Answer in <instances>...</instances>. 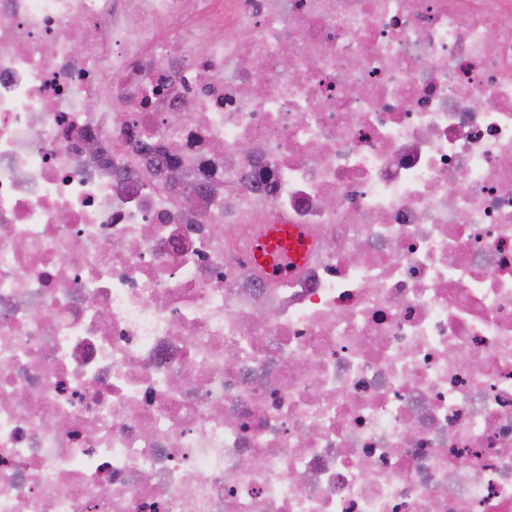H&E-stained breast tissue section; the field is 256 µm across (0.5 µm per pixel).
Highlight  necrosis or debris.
Returning a JSON list of instances; mask_svg holds the SVG:
<instances>
[{"mask_svg": "<svg viewBox=\"0 0 512 512\" xmlns=\"http://www.w3.org/2000/svg\"><path fill=\"white\" fill-rule=\"evenodd\" d=\"M0 512H512V0H0ZM310 245L309 237L298 226L267 224L254 239L253 258L264 263L271 272L280 271L304 261Z\"/></svg>", "mask_w": 512, "mask_h": 512, "instance_id": "1", "label": "necrosis or debris"}]
</instances>
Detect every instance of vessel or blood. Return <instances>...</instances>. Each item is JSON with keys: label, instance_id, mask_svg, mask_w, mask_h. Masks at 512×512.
<instances>
[{"label": "vessel or blood", "instance_id": "obj_1", "mask_svg": "<svg viewBox=\"0 0 512 512\" xmlns=\"http://www.w3.org/2000/svg\"><path fill=\"white\" fill-rule=\"evenodd\" d=\"M310 251L304 230L292 224H267L254 239L253 258L270 271L301 263Z\"/></svg>", "mask_w": 512, "mask_h": 512}]
</instances>
